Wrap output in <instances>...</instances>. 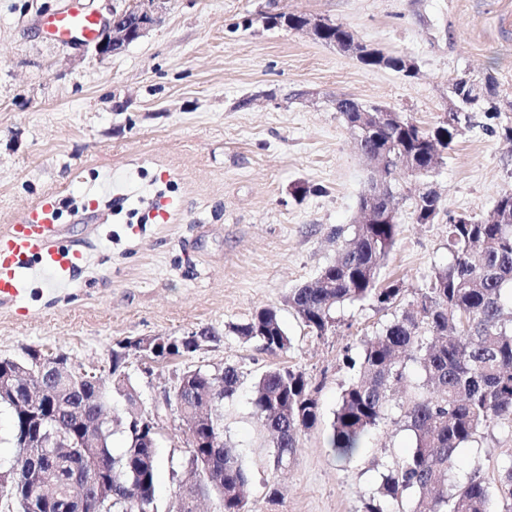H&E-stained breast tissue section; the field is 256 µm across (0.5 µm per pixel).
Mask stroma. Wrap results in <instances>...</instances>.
Returning <instances> with one entry per match:
<instances>
[{
	"mask_svg": "<svg viewBox=\"0 0 512 512\" xmlns=\"http://www.w3.org/2000/svg\"><path fill=\"white\" fill-rule=\"evenodd\" d=\"M63 3L0 0V233L52 194L61 206L52 240L80 255L66 283L35 274L23 298H0V357L33 347L99 372L120 341L210 330L213 341L187 358L128 357L142 407L161 406L186 368L237 365L244 383L224 405V439L254 474L255 512H363L411 435L393 409L351 460L336 459L328 436L353 376L347 357L389 317L347 304L317 337L288 305L292 289L335 261L334 231L354 223L367 187L369 163L334 102L383 105L433 126L448 109L449 80L464 73L493 75L512 99V0H167L144 37L107 59L82 37L45 34L43 19ZM277 12L343 24L361 42L407 55L417 72L371 69L267 26ZM488 125L471 113L444 151L433 179L443 211L432 223L416 222L415 184L404 181L381 282L427 287L448 262L449 215H484L512 186V143ZM168 198L178 207L166 223L143 221ZM264 307L292 338L287 353L229 334ZM273 367L304 372L321 406L282 472L268 466L269 438L250 404L255 376ZM185 430L173 414L157 434L159 512L177 510ZM509 459L512 426L491 425L459 451L451 479L477 473L496 483Z\"/></svg>",
	"mask_w": 512,
	"mask_h": 512,
	"instance_id": "35a3bbf8",
	"label": "stroma"
}]
</instances>
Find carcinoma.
Returning <instances> with one entry per match:
<instances>
[{
  "label": "carcinoma",
  "mask_w": 512,
  "mask_h": 512,
  "mask_svg": "<svg viewBox=\"0 0 512 512\" xmlns=\"http://www.w3.org/2000/svg\"><path fill=\"white\" fill-rule=\"evenodd\" d=\"M353 32L329 23L324 43L348 48ZM372 68L405 71L404 55L377 50L366 62ZM484 94L487 117L497 119L500 98L492 75L472 78ZM338 112L348 130L356 128L362 113L339 99ZM455 113L433 128L413 120L379 128L366 139L369 161L383 158L381 171L388 175L394 160L404 153L414 156L423 184L442 164L433 141L450 147L461 136ZM440 199L425 207L413 202L417 221L435 219ZM399 224L351 225L350 232L336 229L341 241L335 263L323 268L315 280L294 289L290 306L315 336L335 327L333 310L345 302L367 303L380 310H394L393 319L375 336L362 341L358 357L348 359L354 377L342 389L331 424L329 446L340 459H349L365 448L366 438L395 407L399 423L409 431L412 445L407 456L382 475L377 496L365 512H394L392 506L411 497L409 512H512V462L503 466L499 482L511 502L501 511L493 508L489 486L475 474L467 482L449 481L457 451L473 441L480 430L497 420L512 422V187L501 191L490 213L456 223L448 217V264L435 270L421 297L404 301L397 283L378 287L379 271L392 250ZM230 332L270 354L292 348L277 310L262 308L249 321L233 325ZM197 348H182L168 336L160 359L187 357ZM424 375L422 391L404 400L396 388L406 380V362ZM126 359H114L106 376L74 367L64 354H45L28 348L21 358H0V375L15 374L20 382L41 381L43 395L27 406L10 396H0V408L12 418V440L29 438V447L16 449L6 466L0 465V497L16 512H32L30 490L44 487L50 498L38 512H75V499L93 504L96 490L107 485L97 512H158L155 497L156 433L145 428L151 413L136 405L135 391L123 371ZM63 364L72 378L63 391L54 387V371ZM243 372L227 364L218 372L187 369L178 377L174 400L189 429L198 436L184 464L193 481L179 480L178 512H194L185 490L192 485L215 494L220 512H250L244 496L252 482L251 471L240 454L224 442V401L233 398ZM124 397L127 410L109 409L110 396ZM254 415L272 433V467L286 468L294 457L300 434L316 425L321 412L309 380L298 370L275 367L252 383ZM41 417L42 433L56 442L53 461L36 446L37 430L29 418ZM121 432L124 446L112 448V437Z\"/></svg>",
  "instance_id": "cac0c4a2"
}]
</instances>
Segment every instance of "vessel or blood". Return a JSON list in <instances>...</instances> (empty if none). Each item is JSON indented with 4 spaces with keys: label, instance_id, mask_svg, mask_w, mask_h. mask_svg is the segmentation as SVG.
I'll list each match as a JSON object with an SVG mask.
<instances>
[{
    "label": "vessel or blood",
    "instance_id": "b4317fda",
    "mask_svg": "<svg viewBox=\"0 0 512 512\" xmlns=\"http://www.w3.org/2000/svg\"><path fill=\"white\" fill-rule=\"evenodd\" d=\"M98 20L91 13L64 7L48 21L56 38L74 35L91 37ZM56 207L53 198H45L17 224L0 234V297L13 298L22 291L23 275L39 271L49 274L52 282L65 279L76 265L77 256L69 250L51 245Z\"/></svg>",
    "mask_w": 512,
    "mask_h": 512
}]
</instances>
